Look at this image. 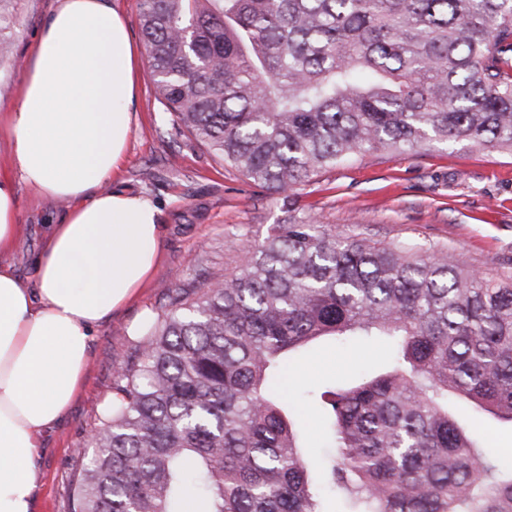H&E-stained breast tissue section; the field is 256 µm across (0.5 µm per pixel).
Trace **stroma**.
Returning a JSON list of instances; mask_svg holds the SVG:
<instances>
[{"label":"stroma","instance_id":"35a3bbf8","mask_svg":"<svg viewBox=\"0 0 512 512\" xmlns=\"http://www.w3.org/2000/svg\"><path fill=\"white\" fill-rule=\"evenodd\" d=\"M55 0L12 5V54L0 60V105L17 98L19 63ZM136 117L128 159L115 183L152 200L164 226L159 264L146 288L99 327L89 347L84 388L68 416L47 432L37 464L43 485L35 512H69L70 483L112 397V374L132 357L158 314L174 297L194 300L207 283L231 274L248 246L264 241L285 214L313 218L337 234L374 242L445 251L462 265L493 275L512 273V155L464 145L388 155L368 153L313 176L289 192L272 194L215 162L205 148L173 128L153 93L149 58L138 73ZM22 235L12 260L32 278L33 258L48 224L60 214L50 201L17 184ZM383 342L319 341L288 368V398L302 402L303 428L313 462L327 440L320 413L304 404L307 390L350 386L385 368Z\"/></svg>","mask_w":512,"mask_h":512}]
</instances>
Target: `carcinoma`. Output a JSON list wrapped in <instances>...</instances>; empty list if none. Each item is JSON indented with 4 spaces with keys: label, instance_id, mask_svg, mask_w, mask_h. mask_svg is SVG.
<instances>
[{
    "label": "carcinoma",
    "instance_id": "carcinoma-1",
    "mask_svg": "<svg viewBox=\"0 0 512 512\" xmlns=\"http://www.w3.org/2000/svg\"><path fill=\"white\" fill-rule=\"evenodd\" d=\"M179 132L274 194L364 153L512 154V0H139ZM321 336L388 368L325 405L318 472L273 382ZM512 277L285 215L238 271L174 298L115 368L71 512H512ZM483 436L488 448L486 451L494 456H500L504 461L512 459V427L510 424H499L489 421L484 429Z\"/></svg>",
    "mask_w": 512,
    "mask_h": 512
}]
</instances>
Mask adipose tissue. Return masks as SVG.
Instances as JSON below:
<instances>
[{
    "mask_svg": "<svg viewBox=\"0 0 512 512\" xmlns=\"http://www.w3.org/2000/svg\"><path fill=\"white\" fill-rule=\"evenodd\" d=\"M139 63L112 0H57L0 114L18 175L0 178V512H34L42 438L83 388L91 337L158 264L160 210L104 188L126 159ZM19 181L63 207L30 281L11 261Z\"/></svg>",
    "mask_w": 512,
    "mask_h": 512,
    "instance_id": "ef3b65f1",
    "label": "adipose tissue"
}]
</instances>
